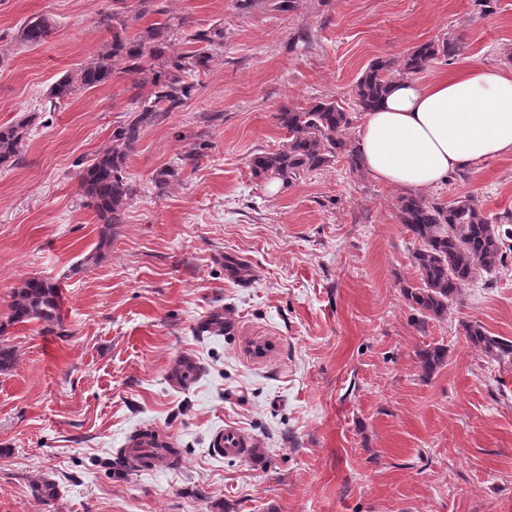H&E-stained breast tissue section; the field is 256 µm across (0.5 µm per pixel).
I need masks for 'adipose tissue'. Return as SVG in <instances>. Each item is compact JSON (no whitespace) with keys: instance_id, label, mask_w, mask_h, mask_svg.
I'll return each mask as SVG.
<instances>
[{"instance_id":"1","label":"adipose tissue","mask_w":512,"mask_h":512,"mask_svg":"<svg viewBox=\"0 0 512 512\" xmlns=\"http://www.w3.org/2000/svg\"><path fill=\"white\" fill-rule=\"evenodd\" d=\"M356 142L366 172L410 191L512 155V71L471 63L427 82L400 80L363 113Z\"/></svg>"}]
</instances>
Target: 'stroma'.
<instances>
[{"mask_svg": "<svg viewBox=\"0 0 512 512\" xmlns=\"http://www.w3.org/2000/svg\"><path fill=\"white\" fill-rule=\"evenodd\" d=\"M168 54L194 34L224 40L191 97L147 128L126 175L137 186L102 242L78 171L153 89L132 76L52 103L49 91L110 41L112 0H0V124L35 114L19 160L0 166V322L31 277L59 287L61 329L34 321L0 341V512H512V362L473 348L462 324L512 339V251L466 284L447 319L418 326L402 190L345 159L282 187L253 175L277 150L276 114L328 98L353 119L368 64L460 37L468 62L512 69V0H156ZM48 17L42 44L19 40ZM175 170L165 186L158 170ZM472 195L512 215V155L452 174L428 199ZM221 316V335L203 332ZM430 344L446 365L424 376ZM191 359L187 386L173 371ZM238 427L254 460L214 455ZM156 430L178 468L133 470L121 450ZM57 483L50 504L31 484Z\"/></svg>", "mask_w": 512, "mask_h": 512, "instance_id": "obj_1", "label": "stroma"}]
</instances>
